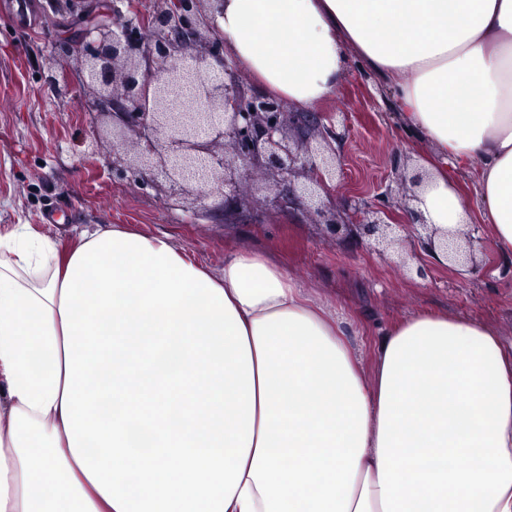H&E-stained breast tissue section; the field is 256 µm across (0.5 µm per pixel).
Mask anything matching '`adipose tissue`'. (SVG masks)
Segmentation results:
<instances>
[{
	"label": "adipose tissue",
	"mask_w": 512,
	"mask_h": 512,
	"mask_svg": "<svg viewBox=\"0 0 512 512\" xmlns=\"http://www.w3.org/2000/svg\"><path fill=\"white\" fill-rule=\"evenodd\" d=\"M217 24L302 112L362 60L436 154L414 209L480 214L512 257V0H224ZM350 325L254 251L218 272L121 224H1L0 512H512V340L426 311L369 375Z\"/></svg>",
	"instance_id": "adipose-tissue-1"
}]
</instances>
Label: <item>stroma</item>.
<instances>
[{
    "mask_svg": "<svg viewBox=\"0 0 512 512\" xmlns=\"http://www.w3.org/2000/svg\"><path fill=\"white\" fill-rule=\"evenodd\" d=\"M28 2L21 13L15 0H0V225L33 224L64 240L76 227L127 224L169 235L216 270L229 251L262 252L315 299L346 308L354 324L349 341L369 369L384 331L427 309L480 319L512 336V258L499 254L488 226L479 228L472 270L430 256L421 275L411 257L418 232L408 226L392 248L332 238L303 211L274 207L261 180L250 183L239 219L229 224L220 195L168 205L154 188L113 177L112 127L93 105L99 91L85 83L83 59L55 55L61 41L86 35L109 0ZM316 109L332 114L344 136L337 205L372 200L385 181L402 219L409 191L396 178L421 172L432 151L399 125L386 85L352 63L336 94Z\"/></svg>",
    "mask_w": 512,
    "mask_h": 512,
    "instance_id": "35a3bbf8",
    "label": "stroma"
}]
</instances>
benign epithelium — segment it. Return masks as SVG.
I'll return each mask as SVG.
<instances>
[{
  "instance_id": "7a95c632",
  "label": "benign epithelium",
  "mask_w": 512,
  "mask_h": 512,
  "mask_svg": "<svg viewBox=\"0 0 512 512\" xmlns=\"http://www.w3.org/2000/svg\"><path fill=\"white\" fill-rule=\"evenodd\" d=\"M223 0H155L147 19L112 13L88 32L92 40L68 39L60 51L84 58L87 82L100 89L96 108L121 138L113 145L112 173L158 189L166 201L224 197V216L235 214L253 177L265 175L288 186L277 205H305L331 236L371 241L392 234V188L361 207L336 210V173L345 160L332 142L339 138L332 116L295 112L283 100L248 91L223 53L215 25ZM136 155L128 159L123 140ZM165 183L155 182V176ZM407 223L422 227L420 247L440 248L458 265L473 261L480 239L475 229L443 230L413 209Z\"/></svg>"
}]
</instances>
